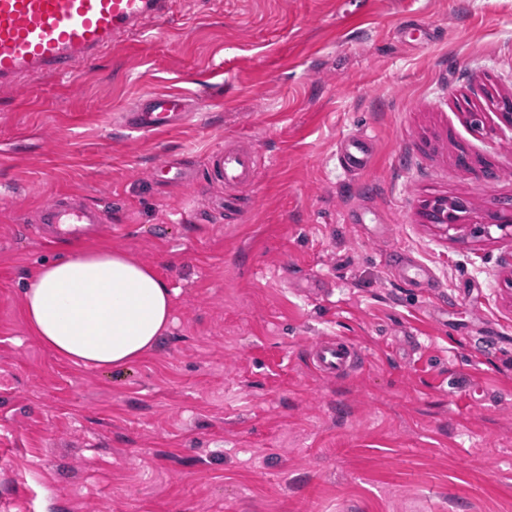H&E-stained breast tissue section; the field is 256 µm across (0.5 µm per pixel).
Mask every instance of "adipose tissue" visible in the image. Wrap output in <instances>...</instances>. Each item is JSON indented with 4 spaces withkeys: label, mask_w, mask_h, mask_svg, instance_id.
I'll return each instance as SVG.
<instances>
[{
    "label": "adipose tissue",
    "mask_w": 512,
    "mask_h": 512,
    "mask_svg": "<svg viewBox=\"0 0 512 512\" xmlns=\"http://www.w3.org/2000/svg\"><path fill=\"white\" fill-rule=\"evenodd\" d=\"M172 308L150 267L110 248L48 264L24 290L33 335L53 353L98 368L129 364L152 349Z\"/></svg>",
    "instance_id": "adipose-tissue-1"
}]
</instances>
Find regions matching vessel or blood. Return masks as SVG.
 Segmentation results:
<instances>
[{
  "mask_svg": "<svg viewBox=\"0 0 512 512\" xmlns=\"http://www.w3.org/2000/svg\"><path fill=\"white\" fill-rule=\"evenodd\" d=\"M170 0H0V89L14 86L26 76L53 77L70 74L81 64L95 61L118 39L144 22L164 18ZM197 107L178 93H150L122 115L127 128L149 134L182 126L196 116ZM372 139L351 135L344 139L342 157L347 169L366 170L370 165ZM258 160L249 150L238 148L212 152L200 188H229L255 182ZM156 181L184 184L192 173L166 161L153 172ZM104 211L72 205L59 197L41 206L33 226L42 233L53 228L56 240L79 242L89 231L106 223ZM397 275L410 283L430 279V271L418 262L393 255ZM314 370L328 377L348 375L364 362L363 354L346 338L333 337L316 345L309 354Z\"/></svg>",
  "mask_w": 512,
  "mask_h": 512,
  "instance_id": "obj_1",
  "label": "vessel or blood"
}]
</instances>
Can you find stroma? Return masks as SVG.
Wrapping results in <instances>:
<instances>
[{"label":"stroma","instance_id":"stroma-1","mask_svg":"<svg viewBox=\"0 0 512 512\" xmlns=\"http://www.w3.org/2000/svg\"><path fill=\"white\" fill-rule=\"evenodd\" d=\"M169 92L198 117L123 126ZM508 97L512 0H173L73 74L1 90L0 512H512ZM359 133L353 175L336 144ZM231 141L259 159L241 214L151 176ZM61 192L172 292L129 365L27 327L28 283L77 254L25 230ZM455 196L488 233L430 223ZM396 251L432 285L399 281ZM330 336L362 352L351 375L312 368ZM342 157L350 171H364L370 166L372 138L351 135L342 141Z\"/></svg>","mask_w":512,"mask_h":512}]
</instances>
